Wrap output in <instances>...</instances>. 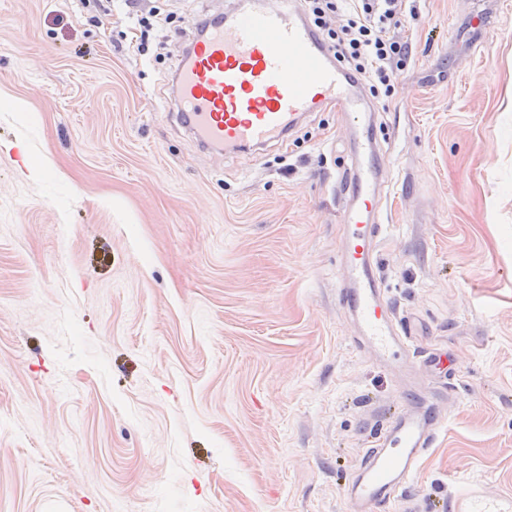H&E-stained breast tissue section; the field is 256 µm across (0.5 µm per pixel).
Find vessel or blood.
Masks as SVG:
<instances>
[{
  "mask_svg": "<svg viewBox=\"0 0 512 512\" xmlns=\"http://www.w3.org/2000/svg\"><path fill=\"white\" fill-rule=\"evenodd\" d=\"M297 2L266 0L256 7L242 0L236 9L214 12L203 33L191 35L181 58L176 117L203 148L258 155L323 106L350 116L353 154L343 190L351 206L342 214L346 278L338 302L358 328L356 346L379 362L401 363L411 329L397 320L374 260L384 231L378 207L388 180L369 105ZM431 392L424 382L401 388L400 410L347 483V512H383L390 504L418 512L409 487L443 423ZM453 512H512V499L471 486L456 498Z\"/></svg>",
  "mask_w": 512,
  "mask_h": 512,
  "instance_id": "obj_1",
  "label": "vessel or blood"
}]
</instances>
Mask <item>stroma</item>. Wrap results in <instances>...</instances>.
Segmentation results:
<instances>
[{
    "mask_svg": "<svg viewBox=\"0 0 512 512\" xmlns=\"http://www.w3.org/2000/svg\"><path fill=\"white\" fill-rule=\"evenodd\" d=\"M225 3L158 0L147 59L120 0H0V512H344L398 406L337 301L345 114L256 159L169 110L188 22ZM411 7L372 102L377 262L412 350L455 362L411 487L450 512L512 492V0ZM454 512H511L512 499L494 498L481 486H470L458 496L451 508Z\"/></svg>",
    "mask_w": 512,
    "mask_h": 512,
    "instance_id": "1",
    "label": "stroma"
}]
</instances>
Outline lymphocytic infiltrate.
<instances>
[{"label":"lymphocytic infiltrate","instance_id":"lymphocytic-infiltrate-1","mask_svg":"<svg viewBox=\"0 0 512 512\" xmlns=\"http://www.w3.org/2000/svg\"><path fill=\"white\" fill-rule=\"evenodd\" d=\"M302 9L372 97L394 92L412 58L411 43L397 35L405 0H302Z\"/></svg>","mask_w":512,"mask_h":512}]
</instances>
